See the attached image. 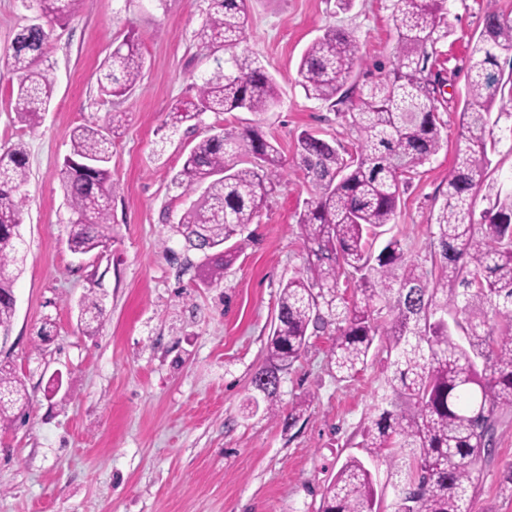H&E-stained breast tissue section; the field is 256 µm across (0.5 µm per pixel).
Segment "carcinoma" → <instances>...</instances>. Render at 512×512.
I'll list each match as a JSON object with an SVG mask.
<instances>
[{
	"mask_svg": "<svg viewBox=\"0 0 512 512\" xmlns=\"http://www.w3.org/2000/svg\"><path fill=\"white\" fill-rule=\"evenodd\" d=\"M34 12L12 39L6 60L16 76L15 111L30 128L42 123L53 81L42 68L55 25L82 0H23ZM204 37L224 64L201 77L195 100L174 108L183 118L205 112L246 111L261 116L281 101L272 74L246 45V0H209ZM449 0H395L396 50L391 68L367 93L351 100L347 84L360 63L348 32L330 28L301 57L299 84L306 96L336 106L350 103L360 134L356 154L344 158L335 144L305 132L297 140L298 165L319 189L297 224L307 254L303 273L281 289L263 365L254 373L258 394L279 413L283 373L318 329L336 324L330 358L345 380L368 365L375 342L386 351L391 394L367 428L364 448L390 466L389 512H470L469 490L478 487L480 462L491 453L490 431L498 410L512 407V190L487 183L488 148L509 141L512 108L491 109L509 89L512 103V17L494 7L470 43L469 84L460 144L442 202L430 218L424 255L407 253L392 238L379 253L381 228L397 218L402 188L444 146L438 115L443 81L429 66L448 38ZM505 58L511 71L499 69ZM145 59L137 37L115 41L96 74L102 95L122 97L136 88ZM112 126H80L60 175L70 209L67 245L75 254L100 253L112 239ZM277 146L254 127L220 131L190 150L174 184L199 193L183 213L178 232L203 253L212 286L239 256L238 237L253 223L280 183ZM27 152L17 143L0 156V329L15 316ZM486 190L488 207L477 210ZM356 277L360 301L349 303L341 277ZM102 309L95 298L81 304L85 331L96 332ZM24 385L0 365V419L22 400ZM371 469L350 457L324 493L322 512H377Z\"/></svg>",
	"mask_w": 512,
	"mask_h": 512,
	"instance_id": "obj_1",
	"label": "carcinoma"
}]
</instances>
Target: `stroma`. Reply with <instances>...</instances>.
<instances>
[{"instance_id": "stroma-1", "label": "stroma", "mask_w": 512, "mask_h": 512, "mask_svg": "<svg viewBox=\"0 0 512 512\" xmlns=\"http://www.w3.org/2000/svg\"><path fill=\"white\" fill-rule=\"evenodd\" d=\"M394 0H247L248 44L276 78L279 108L262 116L204 113L175 122L201 76L217 64L202 32L209 0H84L56 26L44 67L54 80L41 125H22L6 49L31 17L0 0V153L28 155L15 275L16 313L0 363L28 396L0 422V512H320L323 493L348 457L366 458L363 433L387 390L386 355L341 381L330 360L335 326L316 332L281 384L279 405H311L293 426L249 406L282 286L304 270L298 214L317 194L296 163L302 131L355 152L359 134L329 104L307 98L299 61L326 29L351 33L362 64L354 94L389 67L396 46ZM512 0H450L448 39L437 47L445 80L438 107L442 150L405 186L385 237L423 251L442 201L461 130L468 45L488 7ZM138 36L143 78L122 98L100 95L96 72L127 31ZM114 121V239L103 254L67 245L69 207L60 166L80 125ZM260 124L277 145L283 179L249 227L236 263L214 286L203 255L175 227L190 202L173 184L190 149L222 128ZM97 297L102 324L83 332L78 305ZM471 512H512V408L501 410L495 449Z\"/></svg>"}]
</instances>
